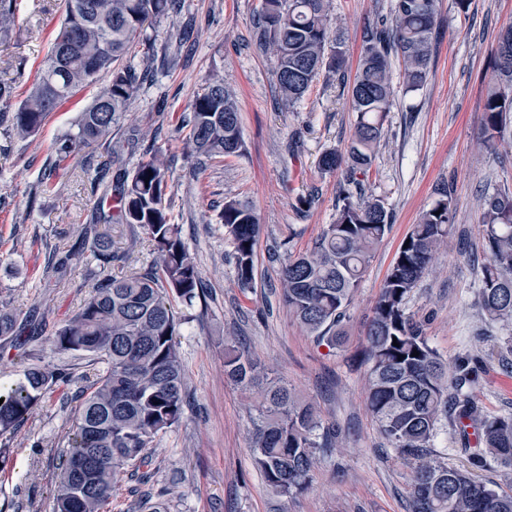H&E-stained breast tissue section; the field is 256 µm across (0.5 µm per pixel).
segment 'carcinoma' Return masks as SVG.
<instances>
[{
	"instance_id": "1",
	"label": "carcinoma",
	"mask_w": 512,
	"mask_h": 512,
	"mask_svg": "<svg viewBox=\"0 0 512 512\" xmlns=\"http://www.w3.org/2000/svg\"><path fill=\"white\" fill-rule=\"evenodd\" d=\"M439 0H392L391 22L381 21L363 34L356 77L349 86L354 113L345 152L322 154L319 166L345 168L349 180L373 166L387 113L395 102L393 64L402 67L405 92L427 84L431 72ZM179 0H63V20L50 56L26 96L12 112L0 111V128L10 139L37 135L49 115L81 87L112 74L76 121L77 131L57 143L58 161L108 139L129 111L140 77L122 64L136 35L146 26L180 13ZM18 0H0V41L18 22ZM330 0H263L260 45L273 56L282 100L292 107L324 71L345 67L342 43L330 38ZM482 144L495 154L512 143V27L501 31L495 50ZM189 155L226 157L244 152L236 92L219 77L209 79L185 117ZM114 204L98 213V223L82 228L90 242L99 279L94 294L71 318L37 324L38 334L23 335L29 315L0 308V339L21 346L45 339L59 354L85 358L97 366L94 384L79 396L69 448L59 468L53 512H104L117 477L134 475L149 464L146 448L161 432L179 423L184 412L185 374L178 350L180 326L189 319L202 287L195 258L172 222L167 169L152 152L142 154L130 171L116 175ZM334 223L313 249L288 257L280 270L282 295L289 311L309 333L334 345L354 293L374 250L392 224L385 203L362 190H342ZM485 262L478 299L486 316L512 327V192L497 191L482 200ZM232 238L237 281L242 289L254 280V248L260 233L255 208L239 200L224 203L219 214ZM142 228L154 242L155 263L129 276L107 274L115 255L101 224ZM456 210L451 191L441 192L407 233L371 311L364 352L370 364L367 400L381 433L411 470V512H512V492L482 482L467 471L428 458L440 418L455 412L460 434L471 427L482 452L471 457L480 466L486 456L512 469V416H487L475 402L477 370L466 364L448 374L447 364L429 345L421 326L406 313V300L445 243ZM179 299L185 309L175 307ZM419 352L414 357L412 353ZM22 377L0 387V454L12 447L18 430L66 377L42 365L38 353H23ZM224 374L243 387L266 380L259 422L251 437L253 459L267 487L276 494L305 490L312 480L315 454L336 447V429L318 434L314 405L288 387L265 379L260 364L231 340L224 345Z\"/></svg>"
}]
</instances>
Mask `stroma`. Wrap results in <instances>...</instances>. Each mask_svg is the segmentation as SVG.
I'll use <instances>...</instances> for the list:
<instances>
[{"mask_svg":"<svg viewBox=\"0 0 512 512\" xmlns=\"http://www.w3.org/2000/svg\"><path fill=\"white\" fill-rule=\"evenodd\" d=\"M261 9L262 0H185L176 21L161 20L133 42L128 65L140 70L148 64L152 73L131 118L112 130L123 151L113 154L101 144L88 152L93 170L110 172L101 185L77 163L55 169V144L108 76L53 112L33 140L10 144L0 135V303L55 322L82 308L96 279L81 228L94 223L114 174L132 169L147 149L160 151L169 165L173 221L201 272L194 318L178 338L187 386L183 417L150 445L148 482L120 475L106 512H136L143 501L163 504L167 512H411L410 469L368 406L363 334L403 239L448 186L456 222L406 311L449 367L466 362L478 370L474 395L487 414L512 413V331L492 323L477 296L485 261L482 196L512 190V146L496 156L479 146L493 52L502 29L512 25V0H471L464 14L442 0L428 83L388 113L377 159L359 178L363 192L384 201L393 223L353 297L338 347L297 323L282 298L279 269L288 256L309 252L336 218L347 176L321 171L319 160L350 139L348 88L362 33L388 17L389 0H331L344 73H320L292 108L282 102L273 62L257 39ZM62 19L59 0H21L16 29L0 43V80L16 86L17 98L47 60ZM214 71L238 94L245 152L201 165L186 155L183 120ZM230 199L250 202L261 225L255 283L247 292L238 285L232 239L218 219ZM110 235L111 274L130 275L154 263V243L138 226L115 224ZM51 253L68 259L64 280L47 268ZM228 337L270 377L312 402L324 425L340 431L337 447L317 453L303 493L271 492L253 462L248 433L259 416V389L225 376ZM32 346L67 376L20 428L0 463V512H51L59 453L77 409L74 395L96 379V368L85 361L53 352L41 340ZM429 455L512 489V470L491 461L471 468L450 420L439 423Z\"/></svg>","mask_w":512,"mask_h":512,"instance_id":"obj_1","label":"stroma"}]
</instances>
